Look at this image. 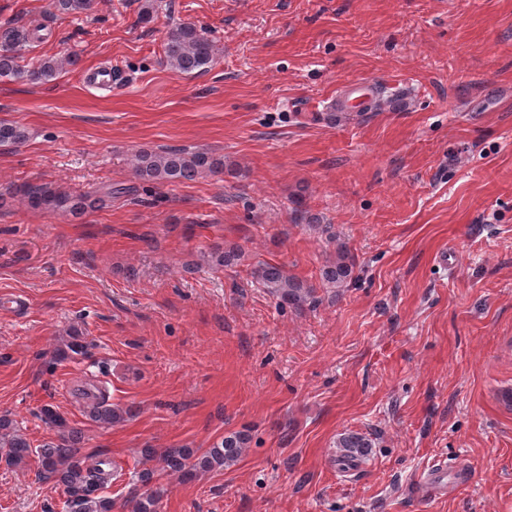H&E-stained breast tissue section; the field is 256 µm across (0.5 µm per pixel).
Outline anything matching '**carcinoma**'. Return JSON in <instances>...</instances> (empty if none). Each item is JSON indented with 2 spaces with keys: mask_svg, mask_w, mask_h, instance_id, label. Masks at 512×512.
<instances>
[{
  "mask_svg": "<svg viewBox=\"0 0 512 512\" xmlns=\"http://www.w3.org/2000/svg\"><path fill=\"white\" fill-rule=\"evenodd\" d=\"M94 0H51V7L61 14L82 15L90 11ZM30 32L9 23L0 25V79L15 78L35 84L53 80L64 64H73L76 59H42L25 69L18 64L22 58ZM214 61V41L208 34L189 23L171 27L164 42V62L171 69L181 73L201 72ZM26 129L10 121H0V146L18 145L26 141ZM132 169L135 177L143 182L176 183L193 180L203 174L213 176L224 173V161L205 152L185 149L142 151L134 156ZM7 197H20L33 208L50 212L79 215L87 210L99 208L104 199L90 193L73 196L60 192L46 183L27 182L0 187V201ZM235 250L215 248L208 254L209 262L221 268L238 260ZM355 267L354 257L343 244L336 248L335 258L322 270V281L331 288H343L351 279ZM255 282L280 302L302 308L316 301L317 289L284 267L261 263L252 271ZM87 343L83 333L72 328L68 339L58 345L55 356L60 359H74L86 353ZM133 413L131 406L110 404L91 405L90 416L102 426L123 423ZM46 424L58 433L56 441L36 449L10 417L0 415V457L9 465L28 464L36 457L37 474L45 480H52L64 488L67 494L65 512H114L111 498L101 493L106 471L85 461L80 455V432L71 427L67 420L46 406L42 409ZM250 437L243 431L230 433L212 447L201 451L193 448H145L142 450L143 468L136 474L135 486L144 492H134L125 504L128 512H157L160 499L167 489L159 483L162 475H175L182 481H189L201 475L222 471L237 463L249 448ZM340 448L338 461L347 468L358 466L368 455L372 440L363 433L349 432L342 435L337 443Z\"/></svg>",
  "mask_w": 512,
  "mask_h": 512,
  "instance_id": "cac0c4a2",
  "label": "carcinoma"
}]
</instances>
